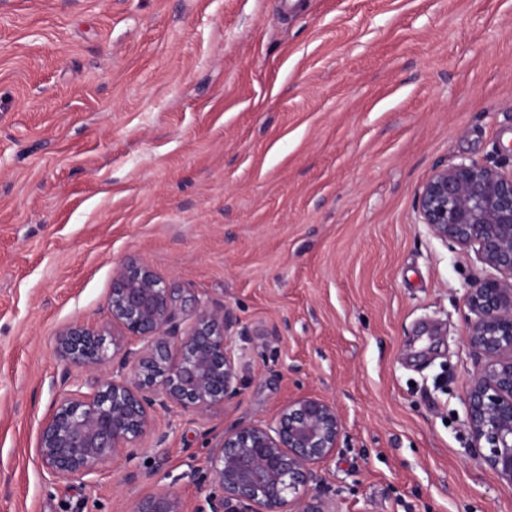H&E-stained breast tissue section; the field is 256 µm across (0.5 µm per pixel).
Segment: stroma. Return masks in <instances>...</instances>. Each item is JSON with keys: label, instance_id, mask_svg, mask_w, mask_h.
<instances>
[{"label": "stroma", "instance_id": "obj_1", "mask_svg": "<svg viewBox=\"0 0 512 512\" xmlns=\"http://www.w3.org/2000/svg\"><path fill=\"white\" fill-rule=\"evenodd\" d=\"M460 157L512 167V0H0V512H193L224 430L304 395L343 420L336 512H512L465 424L480 262L416 213ZM129 258L181 326L227 307L240 393L50 481L39 423L94 379L55 336ZM135 512H185L182 500L172 491L160 489L140 499Z\"/></svg>", "mask_w": 512, "mask_h": 512}]
</instances>
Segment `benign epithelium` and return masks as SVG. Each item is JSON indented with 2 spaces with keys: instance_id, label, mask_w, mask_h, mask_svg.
I'll list each match as a JSON object with an SVG mask.
<instances>
[{
  "instance_id": "obj_1",
  "label": "benign epithelium",
  "mask_w": 512,
  "mask_h": 512,
  "mask_svg": "<svg viewBox=\"0 0 512 512\" xmlns=\"http://www.w3.org/2000/svg\"><path fill=\"white\" fill-rule=\"evenodd\" d=\"M417 210L432 236L474 250L481 262L466 292V340L481 363L468 382L465 418L479 459L512 482V169L466 157L441 164L419 186ZM178 302L151 265L129 259L113 271L110 322L76 320L56 334L66 365H117L87 392L63 390L42 420L38 455L53 481L131 459L155 434L160 409L205 415L238 396L227 308L194 304L191 327L178 338ZM341 433L336 405L317 396L289 401L267 424L224 431L208 460L214 491L195 512H335L313 485L315 466L333 457ZM134 512L185 510L160 489Z\"/></svg>"
}]
</instances>
